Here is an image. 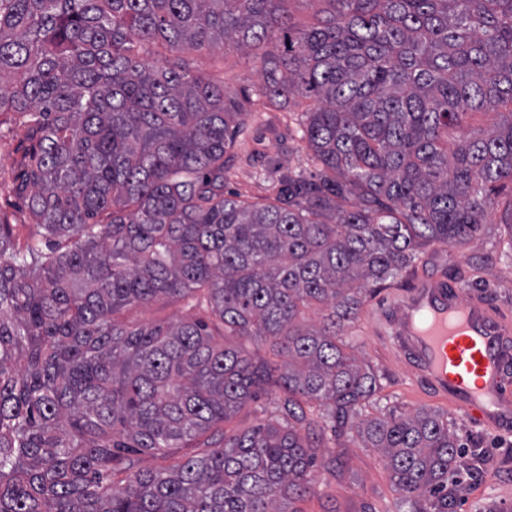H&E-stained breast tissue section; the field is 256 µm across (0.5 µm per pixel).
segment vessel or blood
<instances>
[{
  "label": "vessel or blood",
  "instance_id": "1",
  "mask_svg": "<svg viewBox=\"0 0 512 512\" xmlns=\"http://www.w3.org/2000/svg\"><path fill=\"white\" fill-rule=\"evenodd\" d=\"M397 350L466 417L512 425V326L464 289L416 282L392 312Z\"/></svg>",
  "mask_w": 512,
  "mask_h": 512
}]
</instances>
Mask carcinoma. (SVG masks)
Segmentation results:
<instances>
[{
    "label": "carcinoma",
    "instance_id": "1",
    "mask_svg": "<svg viewBox=\"0 0 512 512\" xmlns=\"http://www.w3.org/2000/svg\"><path fill=\"white\" fill-rule=\"evenodd\" d=\"M285 2L0 0V114L35 141L44 241L17 249L0 218V512H296L327 428L381 453L410 512H451L457 433L432 409L365 413L379 377L343 336L425 246L467 249L512 183V0H324L306 28ZM218 38L283 46L249 104L317 101L316 175L263 202L224 195L244 105L185 58ZM185 297L210 321L114 318ZM268 385L283 424L125 461L194 447ZM498 112L507 111L503 108H499L498 110L483 111L469 116L457 136L462 137L464 134L468 135L473 130L488 131L493 129L500 120V114Z\"/></svg>",
    "mask_w": 512,
    "mask_h": 512
}]
</instances>
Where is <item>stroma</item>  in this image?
<instances>
[{"instance_id": "obj_1", "label": "stroma", "mask_w": 512, "mask_h": 512, "mask_svg": "<svg viewBox=\"0 0 512 512\" xmlns=\"http://www.w3.org/2000/svg\"><path fill=\"white\" fill-rule=\"evenodd\" d=\"M192 69L223 85L226 93L247 98L260 83L259 54H242L218 47L190 56ZM310 99H294L287 108L270 107L248 112L242 128L224 160V190L254 201L274 195L285 169L303 175L315 170L311 152L302 138L303 114L314 108ZM31 142L26 128L12 117L0 116V215L7 217L16 246L26 247L40 236L24 199L17 191L28 162ZM512 211V184L502 183L495 196L487 233L478 236L466 250L427 246L413 270L404 272L392 285L369 297L362 313L350 326L347 342L377 369L381 388L380 407L409 413L431 407L430 390L411 372L393 345L391 331L382 316L390 304L410 289L416 276L425 274L445 279L451 272H478L479 283H465L468 294L482 297L494 311L512 318V236L505 222ZM208 312L191 298L164 299L136 305L123 311L119 319L128 324L175 323L185 319H207ZM448 422L465 445L466 456L486 459L481 473L461 468L460 488L454 512H512V427L489 431L467 419L448 404H440ZM275 394L266 391L238 412L223 428L241 433L260 423L279 422ZM322 460L310 473L311 491L297 501L299 512H408L395 489L379 453L362 447L351 435L321 436ZM335 458V469L325 461Z\"/></svg>"}]
</instances>
